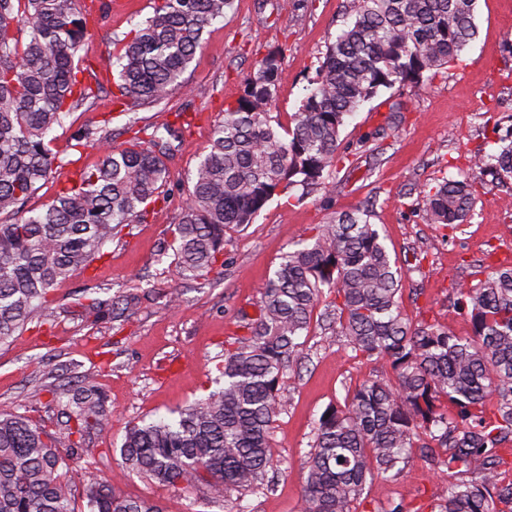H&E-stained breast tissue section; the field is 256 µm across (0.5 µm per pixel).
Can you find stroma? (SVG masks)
<instances>
[{"mask_svg": "<svg viewBox=\"0 0 512 512\" xmlns=\"http://www.w3.org/2000/svg\"><path fill=\"white\" fill-rule=\"evenodd\" d=\"M344 3L234 0L223 19L207 28L185 89L128 116L110 100L112 76L100 73L102 89L91 106L54 128L60 161L30 200L33 208L97 162L95 146L71 149L78 128L108 123L121 143L130 138L129 119L143 127L172 122L179 112L192 118L167 161V199L151 207L145 223L126 227L106 243L100 259L55 288L50 318L33 319L20 336L0 345V413L19 412L45 424L59 451L72 443L74 422L52 388L76 386L86 376L106 393L108 431L84 435L86 465L78 484L108 479L117 493L160 501L166 512H228L226 503L122 470L120 447L129 423L168 415L212 389L224 346L237 334L242 315H254L262 283L313 226L370 207L371 221L401 270L403 313L413 324L439 321L461 336L471 335L472 325L452 307L454 288L476 285L494 268L512 264V183L479 189L468 221L453 231L430 223L422 193L457 177L471 154L496 152L501 139L512 137V0H478V36L459 61L431 82L382 91L347 119L340 151L349 166L332 171L303 201L274 198L252 224L229 232L222 274L194 281L177 277L167 250L170 229L185 209L188 178L225 106L242 95L256 60L279 50L283 61L270 111L289 124L342 24ZM150 12L146 4L119 14L93 12L79 58L97 69L113 40ZM86 288L95 289L100 311L86 310ZM174 288L181 299L172 305L168 294ZM120 295L138 297L139 303L125 312L114 309L112 300ZM390 374L384 362L351 357L325 322L312 321L301 365L281 386L289 397L271 430L278 454L268 474L271 486L246 495L250 512H300V462L320 414L371 376ZM447 485L445 473L415 459L401 477L375 479L362 508L373 512L394 499L427 503Z\"/></svg>", "mask_w": 512, "mask_h": 512, "instance_id": "1", "label": "stroma"}]
</instances>
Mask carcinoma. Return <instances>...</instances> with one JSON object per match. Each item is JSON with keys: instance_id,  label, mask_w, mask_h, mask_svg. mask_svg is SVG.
<instances>
[{"instance_id": "cac0c4a2", "label": "carcinoma", "mask_w": 512, "mask_h": 512, "mask_svg": "<svg viewBox=\"0 0 512 512\" xmlns=\"http://www.w3.org/2000/svg\"><path fill=\"white\" fill-rule=\"evenodd\" d=\"M233 0H152V13L113 43L102 65L117 73L113 102L130 112L186 86L183 75L203 34ZM477 0H347L343 27L326 47L290 126L279 131L269 106L282 52L261 57L237 101L224 108L189 178L172 230L182 278L224 268L226 233L253 222L269 201L320 183L344 160L347 117L385 89L430 81L457 61L477 34ZM79 0H0V214L25 206L49 179L57 155L51 132L92 96L77 59L87 33ZM127 130L79 128L71 148L99 144L100 158L72 185L12 223L0 222V345L49 309L56 285L101 257L122 227L146 219L166 199V160L183 125ZM471 174L425 191L435 224L464 223L482 177L512 179V143L474 154ZM371 211L329 224L289 251L260 291L258 313L224 347L223 387L177 412L136 423L120 448L123 467L163 485H183L217 502L235 491L230 512H248L241 495L269 486L271 426L279 385L294 370L320 296L333 295L336 322L353 357L385 361L394 380L370 379L330 405L302 462L300 512H357L375 478L400 475L412 457L448 471L444 496L414 506L391 501L375 512H512V265L472 287L454 289L453 308L473 335L440 323L411 326L400 310L401 272ZM75 433L108 427L104 397L85 380L72 394ZM80 442L66 454L24 413L0 414V512H75L72 476ZM88 512H164L121 496L108 483L83 489Z\"/></svg>"}]
</instances>
